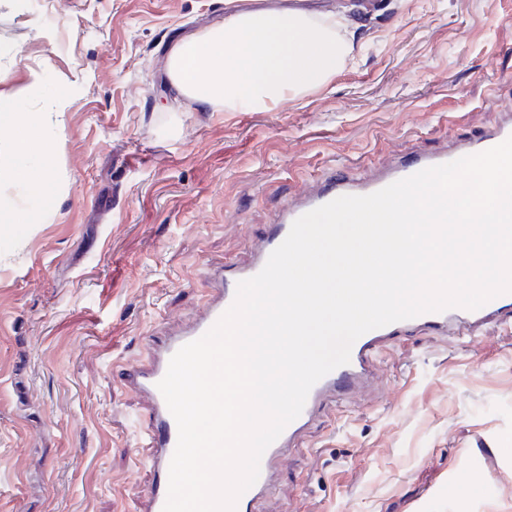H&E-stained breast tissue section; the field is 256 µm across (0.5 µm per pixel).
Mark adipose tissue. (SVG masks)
Here are the masks:
<instances>
[{"label":"adipose tissue","mask_w":512,"mask_h":512,"mask_svg":"<svg viewBox=\"0 0 512 512\" xmlns=\"http://www.w3.org/2000/svg\"><path fill=\"white\" fill-rule=\"evenodd\" d=\"M350 51L334 17L298 8L238 10L177 42L169 72L193 101L225 112L243 105L266 109L324 86ZM4 131L9 137H0V172L18 170L38 155L41 172L30 189L40 192L54 167V149L44 132L24 126L15 100L0 92V134Z\"/></svg>","instance_id":"obj_1"}]
</instances>
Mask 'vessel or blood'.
I'll list each match as a JSON object with an SVG mask.
<instances>
[{
	"instance_id": "1",
	"label": "vessel or blood",
	"mask_w": 512,
	"mask_h": 512,
	"mask_svg": "<svg viewBox=\"0 0 512 512\" xmlns=\"http://www.w3.org/2000/svg\"><path fill=\"white\" fill-rule=\"evenodd\" d=\"M512 137V115L487 129L478 138L457 143L452 149L432 152L412 151L363 177H353L340 168L311 180L297 199L276 211L263 236L254 244L252 255L244 264L206 269L204 278L210 295L204 314L194 323L151 341L148 356L139 362L121 365L119 372L125 386L141 396L149 424L143 435L145 459L151 472L149 491L139 512H163L168 497L169 466L178 440V428L157 384L164 377L171 357L185 344L202 337L232 305L238 282L255 276L269 255L287 237L293 222L301 215L343 195H367L411 176L430 166L486 151ZM512 313V292L490 300L476 310L454 307L429 312L367 332L352 346L350 361L320 379L310 390L301 414L266 449L257 481L238 498L235 512H257L258 505L274 482L277 469L290 448L305 433L323 404L344 393L364 389L373 380L374 356L390 339L408 332L432 331L445 334L462 331L475 336L490 322Z\"/></svg>"
}]
</instances>
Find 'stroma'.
I'll list each match as a JSON object with an SVG mask.
<instances>
[{"label":"stroma","mask_w":512,"mask_h":512,"mask_svg":"<svg viewBox=\"0 0 512 512\" xmlns=\"http://www.w3.org/2000/svg\"><path fill=\"white\" fill-rule=\"evenodd\" d=\"M362 3L337 14L355 47L321 89L218 112L166 70L224 0H0L6 91L63 106L43 194L0 181V512H136L147 416L114 368L202 312L204 267L243 261L303 177L472 139L512 110V0ZM375 367L283 462L265 512H512L496 493L512 487V326L399 336Z\"/></svg>","instance_id":"35a3bbf8"}]
</instances>
